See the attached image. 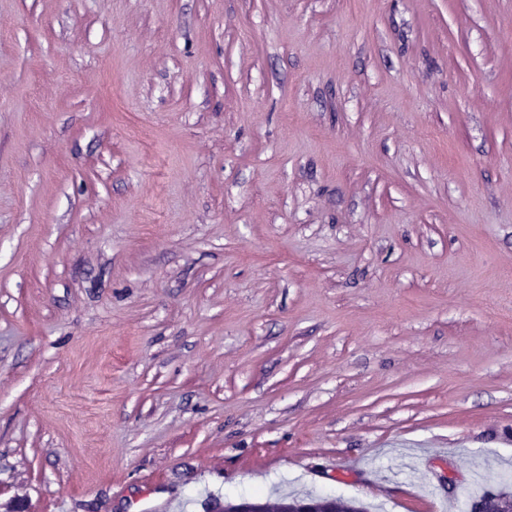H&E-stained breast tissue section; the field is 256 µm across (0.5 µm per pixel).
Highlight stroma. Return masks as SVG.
Listing matches in <instances>:
<instances>
[{
    "mask_svg": "<svg viewBox=\"0 0 512 512\" xmlns=\"http://www.w3.org/2000/svg\"><path fill=\"white\" fill-rule=\"evenodd\" d=\"M512 488V0H0V512Z\"/></svg>",
    "mask_w": 512,
    "mask_h": 512,
    "instance_id": "1",
    "label": "stroma"
}]
</instances>
